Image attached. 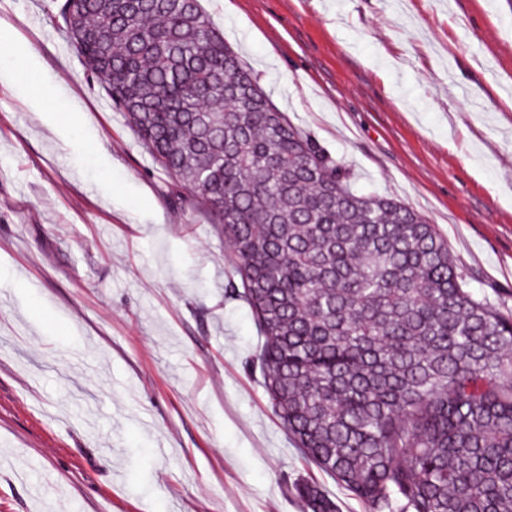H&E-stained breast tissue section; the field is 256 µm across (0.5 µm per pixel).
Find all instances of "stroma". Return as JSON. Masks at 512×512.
I'll return each instance as SVG.
<instances>
[{"label": "stroma", "instance_id": "1", "mask_svg": "<svg viewBox=\"0 0 512 512\" xmlns=\"http://www.w3.org/2000/svg\"><path fill=\"white\" fill-rule=\"evenodd\" d=\"M276 107L512 314V0H199ZM0 0V512H303L218 225L51 19ZM65 96L37 106L11 72Z\"/></svg>", "mask_w": 512, "mask_h": 512}]
</instances>
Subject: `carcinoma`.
<instances>
[{
  "instance_id": "obj_1",
  "label": "carcinoma",
  "mask_w": 512,
  "mask_h": 512,
  "mask_svg": "<svg viewBox=\"0 0 512 512\" xmlns=\"http://www.w3.org/2000/svg\"><path fill=\"white\" fill-rule=\"evenodd\" d=\"M174 197L220 226L257 364L305 461L367 512H512V315L409 205L279 111L199 0H59ZM307 512H336L315 484Z\"/></svg>"
}]
</instances>
